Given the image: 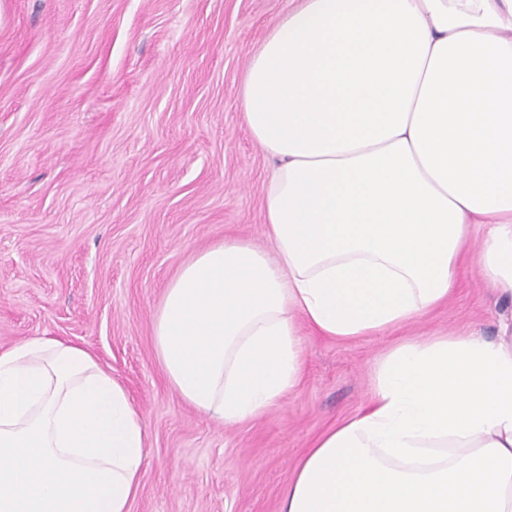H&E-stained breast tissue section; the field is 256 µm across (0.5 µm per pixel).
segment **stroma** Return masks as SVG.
Returning a JSON list of instances; mask_svg holds the SVG:
<instances>
[{
	"label": "stroma",
	"mask_w": 512,
	"mask_h": 512,
	"mask_svg": "<svg viewBox=\"0 0 512 512\" xmlns=\"http://www.w3.org/2000/svg\"><path fill=\"white\" fill-rule=\"evenodd\" d=\"M288 0H0V350L83 345L143 413L132 512H279L313 441L354 416L406 337L493 339L512 300L461 266L448 305L385 336L301 328L304 379L261 418L211 422L168 387L152 330L169 281L221 238L267 246L269 160L242 83Z\"/></svg>",
	"instance_id": "1"
}]
</instances>
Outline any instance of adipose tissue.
I'll use <instances>...</instances> for the list:
<instances>
[{"mask_svg": "<svg viewBox=\"0 0 512 512\" xmlns=\"http://www.w3.org/2000/svg\"><path fill=\"white\" fill-rule=\"evenodd\" d=\"M242 103L274 161L272 248L216 241L166 288L154 349L185 404L227 426L259 418L302 384L299 324L392 332L446 304L465 263L512 298V0H289ZM147 440L85 347L0 351V512H131ZM280 512H512V315L491 341L392 346Z\"/></svg>", "mask_w": 512, "mask_h": 512, "instance_id": "obj_1", "label": "adipose tissue"}]
</instances>
